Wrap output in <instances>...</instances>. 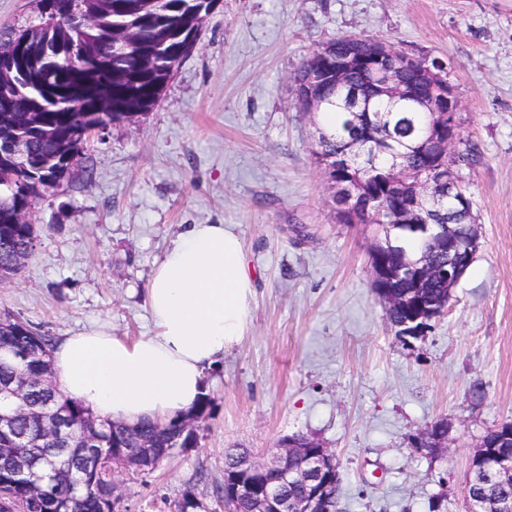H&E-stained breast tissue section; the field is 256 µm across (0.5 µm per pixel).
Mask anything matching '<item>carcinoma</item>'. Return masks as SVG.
Masks as SVG:
<instances>
[{"mask_svg": "<svg viewBox=\"0 0 512 512\" xmlns=\"http://www.w3.org/2000/svg\"><path fill=\"white\" fill-rule=\"evenodd\" d=\"M58 16L27 26L26 42L12 41V31L0 33V46L28 62L23 72H0V132L19 128L26 151L13 157L0 154V278L15 273L16 257L32 247L27 214L41 195L37 185L80 161L81 129L89 123H122L154 108L175 69L192 51L190 38H198L203 20L219 0H60ZM374 40L365 37L336 38L306 57L294 80L302 81L323 56L330 58L367 55ZM329 98L322 122L327 131L320 148L325 153L353 156L345 178L357 182L366 175L364 153L378 137L394 145L413 143L420 118L416 112H392L388 105L365 112L358 122L359 142L348 133L352 113L336 104V88L327 83ZM382 249L393 250L413 261L423 254L426 242L409 224L388 225ZM429 306L448 300V282L429 278L423 283ZM415 310L385 308L386 319L398 328ZM54 337L9 315L0 317V346L27 357L0 360V384L24 374L32 379L51 375ZM52 417L71 425L65 441L67 452L56 460V473L82 484L79 512H113L107 481L85 474L88 455L84 430L92 422L89 409L63 392L57 380L30 393L14 425L30 447L45 452L55 447L46 439L44 406ZM183 439L172 430L142 424L129 432L107 426L99 437L96 457L100 468L112 450L150 444L170 449ZM10 438L0 435V512H56L69 490L52 483L39 471H23L10 455Z\"/></svg>", "mask_w": 512, "mask_h": 512, "instance_id": "obj_1", "label": "carcinoma"}]
</instances>
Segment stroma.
<instances>
[{"label":"stroma","instance_id":"35a3bbf8","mask_svg":"<svg viewBox=\"0 0 512 512\" xmlns=\"http://www.w3.org/2000/svg\"><path fill=\"white\" fill-rule=\"evenodd\" d=\"M357 35L444 64L480 247L421 340L396 336L371 287L377 226L340 223L296 104L302 60ZM39 244L0 283V316L60 337L154 327L146 290L189 224L233 225L253 296L247 331L207 372L195 447L121 473L123 512H175L193 490L224 512V451L265 457L286 435L334 451L345 512H466L469 460L512 422V0H219L158 104L93 135L33 206ZM448 424L446 453L412 446Z\"/></svg>","mask_w":512,"mask_h":512}]
</instances>
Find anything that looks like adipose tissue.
I'll return each mask as SVG.
<instances>
[{"instance_id":"1","label":"adipose tissue","mask_w":512,"mask_h":512,"mask_svg":"<svg viewBox=\"0 0 512 512\" xmlns=\"http://www.w3.org/2000/svg\"><path fill=\"white\" fill-rule=\"evenodd\" d=\"M253 284L231 225L191 224L147 288L153 336L130 341L104 326L57 340L61 389L92 413L130 424L193 411L204 376L244 336Z\"/></svg>"}]
</instances>
